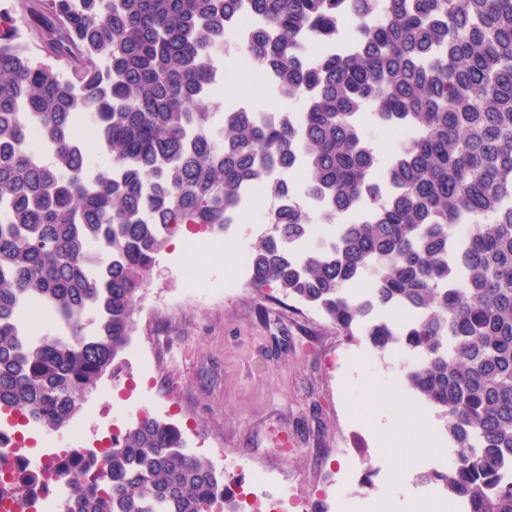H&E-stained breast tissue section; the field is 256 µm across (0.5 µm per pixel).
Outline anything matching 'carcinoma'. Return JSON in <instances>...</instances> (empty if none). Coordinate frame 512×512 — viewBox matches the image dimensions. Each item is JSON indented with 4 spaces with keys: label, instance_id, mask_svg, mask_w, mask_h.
Returning <instances> with one entry per match:
<instances>
[{
    "label": "carcinoma",
    "instance_id": "1",
    "mask_svg": "<svg viewBox=\"0 0 512 512\" xmlns=\"http://www.w3.org/2000/svg\"><path fill=\"white\" fill-rule=\"evenodd\" d=\"M0 12V410L60 432L134 331L145 277L183 226L222 233L262 176L274 233L249 283L275 286L377 350L421 358L406 386L445 422L454 462L432 477L464 512H512V0H22ZM248 9L262 26L241 35ZM234 52L304 102L273 123L213 121L209 82ZM372 117L404 131L386 159ZM93 128L103 160L77 127ZM301 162L302 189L277 169ZM336 234L313 250V210ZM468 226L460 236L456 227ZM369 279L368 294L347 288ZM44 309L67 337L33 340ZM387 309L397 325L374 319ZM97 316L84 333V315ZM62 481L78 512H209L224 474L183 433L141 416Z\"/></svg>",
    "mask_w": 512,
    "mask_h": 512
}]
</instances>
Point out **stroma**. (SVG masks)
<instances>
[{"label": "stroma", "instance_id": "obj_1", "mask_svg": "<svg viewBox=\"0 0 512 512\" xmlns=\"http://www.w3.org/2000/svg\"><path fill=\"white\" fill-rule=\"evenodd\" d=\"M243 76V87L225 88L224 107L300 110L255 73ZM266 206L249 201L224 234L200 235L193 251L167 243L116 375L98 380L69 429L41 432L37 442L62 449L76 430L89 441L100 425L128 428L145 403L153 417L221 442L226 483L251 484L261 500L285 497L288 512H424L447 499L430 474L451 464L453 450L443 421L404 383L411 352L345 336L321 311L275 288L257 292L240 274L236 259L263 235ZM188 271L204 291L185 288ZM148 341L146 372L137 349ZM376 410L391 433L371 430ZM257 457L287 472V483H254Z\"/></svg>", "mask_w": 512, "mask_h": 512}]
</instances>
